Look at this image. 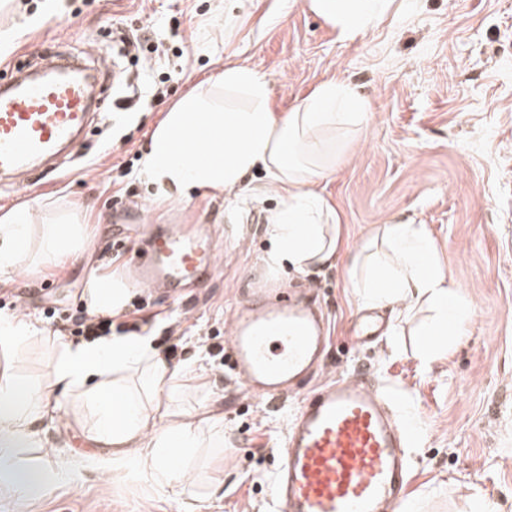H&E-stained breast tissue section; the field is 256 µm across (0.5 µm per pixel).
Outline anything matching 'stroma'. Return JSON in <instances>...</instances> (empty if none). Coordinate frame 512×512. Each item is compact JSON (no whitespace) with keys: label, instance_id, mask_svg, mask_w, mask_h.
<instances>
[{"label":"stroma","instance_id":"obj_1","mask_svg":"<svg viewBox=\"0 0 512 512\" xmlns=\"http://www.w3.org/2000/svg\"><path fill=\"white\" fill-rule=\"evenodd\" d=\"M0 82L31 60L34 47L84 57L96 41L137 36V62L155 89L128 106L111 88L88 145L58 172L0 190V208L33 200L84 214L90 248L63 268L22 269L0 284V317L18 301L40 335L0 349V371L43 388L51 371L54 327L46 309L77 315L90 271L124 278L129 310L153 319L159 353L172 364L203 367V393L224 415L223 457L196 456L202 475L218 478L203 499L172 501L130 466H113L64 427L45 428L55 446L42 461L56 483L25 496L0 485V512H268L271 471L279 463L287 419L307 390L361 372L392 385L424 435L409 450L411 480L398 512H512V0H403L399 15L356 41L303 7V0H13L0 11ZM227 63L265 76L276 111L285 112L323 81L351 82L369 120L344 158L316 186L336 210V265L271 276L262 258L266 226L279 206L264 171L224 197L194 195L147 205L139 175L157 122L184 94ZM161 235L170 224H198L217 247L207 279L166 293L141 288L135 227ZM386 224H424L452 281L473 302L462 335L440 339L423 364L420 331L431 311L417 304L378 341L354 344L352 294L359 271L351 256L380 241ZM251 288L311 293L328 318V357L307 386L269 400L246 392L219 354L232 314Z\"/></svg>","mask_w":512,"mask_h":512}]
</instances>
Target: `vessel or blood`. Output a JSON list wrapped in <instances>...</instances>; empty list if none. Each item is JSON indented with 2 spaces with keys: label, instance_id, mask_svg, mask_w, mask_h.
Wrapping results in <instances>:
<instances>
[{
  "label": "vessel or blood",
  "instance_id": "vessel-or-blood-1",
  "mask_svg": "<svg viewBox=\"0 0 512 512\" xmlns=\"http://www.w3.org/2000/svg\"><path fill=\"white\" fill-rule=\"evenodd\" d=\"M54 75L0 83V184L46 176L77 150L94 119L78 60L51 54ZM216 248L180 224L137 257L150 287L202 281ZM328 345L323 316L309 299L263 297L238 311L224 356L255 395L278 398L307 379ZM396 395L366 374L307 395L289 415L280 462L270 476L274 512H396L408 482V448L421 424L399 415Z\"/></svg>",
  "mask_w": 512,
  "mask_h": 512
}]
</instances>
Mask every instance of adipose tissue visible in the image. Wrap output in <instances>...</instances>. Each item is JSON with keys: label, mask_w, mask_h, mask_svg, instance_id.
Listing matches in <instances>:
<instances>
[{"label": "adipose tissue", "mask_w": 512, "mask_h": 512, "mask_svg": "<svg viewBox=\"0 0 512 512\" xmlns=\"http://www.w3.org/2000/svg\"><path fill=\"white\" fill-rule=\"evenodd\" d=\"M306 8L352 41L397 15L399 0H305ZM208 85L224 90L223 102L203 106L198 94L183 96L155 126L143 154L141 174L151 198L163 204L199 192L231 195L245 176L262 169L280 206L267 226L270 249L264 261L275 273L334 265L339 257L335 209L314 187L336 167L367 118L366 104L344 81L321 82L285 112L275 111L265 77L245 65L218 70ZM47 202L0 213V281L34 264L60 267L84 250L83 216L65 210L47 220ZM390 251L375 275L355 283L361 304L403 313L426 302L437 311L426 333L463 330L472 305L437 259L424 224H389ZM126 280L89 274L84 299L90 315L115 316L127 303ZM48 389L37 392L14 378L0 380V482L18 492L40 491L55 472L21 464L22 448H42L38 426L63 422L116 463L131 464L173 501L196 492V471L175 465L180 453L220 447L224 416L208 406L186 405L184 367L163 359L148 335L114 334L92 343L58 341ZM68 396L67 408L52 398Z\"/></svg>", "instance_id": "adipose-tissue-1"}]
</instances>
